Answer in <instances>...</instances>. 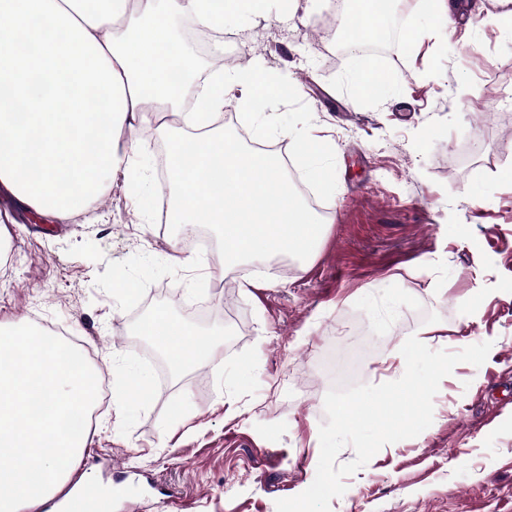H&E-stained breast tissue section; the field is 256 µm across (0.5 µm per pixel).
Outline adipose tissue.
<instances>
[{
  "label": "adipose tissue",
  "mask_w": 512,
  "mask_h": 512,
  "mask_svg": "<svg viewBox=\"0 0 512 512\" xmlns=\"http://www.w3.org/2000/svg\"><path fill=\"white\" fill-rule=\"evenodd\" d=\"M264 0H0V188L29 211L64 223L98 205L112 174L136 172L126 127L155 122L143 107L179 115L198 131L192 162L174 150L168 211L175 224H211L222 236L219 271L258 254L310 256L324 227L272 156L210 128L229 101L258 110L282 94L263 67L192 79L194 61L171 20L217 28L260 12ZM177 368L218 348L163 314L145 325Z\"/></svg>",
  "instance_id": "1"
}]
</instances>
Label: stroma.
Returning a JSON list of instances; mask_svg holds the SVG:
<instances>
[{
	"label": "stroma",
	"mask_w": 512,
	"mask_h": 512,
	"mask_svg": "<svg viewBox=\"0 0 512 512\" xmlns=\"http://www.w3.org/2000/svg\"><path fill=\"white\" fill-rule=\"evenodd\" d=\"M470 2L441 41L417 0L399 10L408 40L391 44L380 26L371 42L395 87L383 99L358 95L355 57L336 49L345 0L225 21L246 67L279 73L285 89L253 142L284 146L300 181L308 165L326 170L309 258L244 260L214 293L204 253L158 206L136 204L121 175L71 223L28 212L9 225L0 322L63 324L108 380L71 479L109 493L112 512L148 478L159 490L136 512H172V500L179 512H276L315 478L324 397L341 383L329 360L365 346L356 382L394 381L405 366L391 353L423 331L434 350L492 347L443 378L431 426L384 445L331 512H512V35L493 4ZM274 261L287 273L269 274ZM158 311L232 333L202 365L162 374L142 331ZM141 372L165 375L166 390L144 394Z\"/></svg>",
	"instance_id": "obj_1"
}]
</instances>
